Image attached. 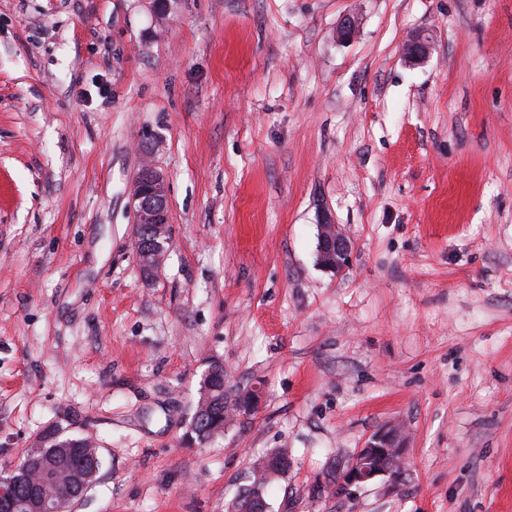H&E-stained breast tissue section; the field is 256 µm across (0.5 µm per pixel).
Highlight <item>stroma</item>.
Wrapping results in <instances>:
<instances>
[{"mask_svg":"<svg viewBox=\"0 0 512 512\" xmlns=\"http://www.w3.org/2000/svg\"><path fill=\"white\" fill-rule=\"evenodd\" d=\"M214 359L259 406L191 443ZM54 425L71 512H228L275 448L272 512H512V0H0V469ZM391 427L400 481L317 493ZM406 58L413 63H420L427 60L432 51L430 37L419 32L411 36L405 45ZM167 181L162 172L152 164L144 163L138 172L131 189V203L136 224H151L157 230V237L142 243L146 235L145 228L136 229L134 248L142 272L153 273L158 270L169 251L165 252L162 242L171 244L170 213L168 206ZM164 236V237H160ZM320 233V247L323 251L335 250L336 260L327 264V269L336 273L342 271L349 263L352 242L344 227L335 224L329 213H324L318 224Z\"/></svg>","mask_w":512,"mask_h":512,"instance_id":"35a3bbf8","label":"stroma"}]
</instances>
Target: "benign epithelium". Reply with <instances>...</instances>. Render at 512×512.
Listing matches in <instances>:
<instances>
[{
	"instance_id": "7a95c632",
	"label": "benign epithelium",
	"mask_w": 512,
	"mask_h": 512,
	"mask_svg": "<svg viewBox=\"0 0 512 512\" xmlns=\"http://www.w3.org/2000/svg\"><path fill=\"white\" fill-rule=\"evenodd\" d=\"M360 33V20L356 15H346L336 27V38L341 42L355 39ZM432 51L430 37L419 32L411 36L405 45L406 58L413 63L427 60ZM131 203L138 224H151L157 230V237L142 243L134 244L136 258L142 271L152 273L158 270L167 255L162 243L171 242L169 236L170 213L168 206L167 181L162 172L152 164L145 163L138 172L131 189ZM320 247L324 251H335L336 260L327 264V269L342 271L349 263L352 242L344 227L337 224L331 215H322L318 224ZM259 399V391L251 389L239 394L233 401L232 415L241 418L250 415ZM82 454L87 458H95L97 449L89 440H84L80 448L45 449L35 445L30 451V466L41 472L44 481L39 484V491L30 495L25 501V512H62L63 502L51 490L49 480L52 475L62 469L67 460ZM387 456L393 460L403 459L404 448L400 432L394 428L374 435L356 457L343 470L341 482L345 487L365 485L380 476H388L390 472L381 468L377 458Z\"/></svg>"
}]
</instances>
